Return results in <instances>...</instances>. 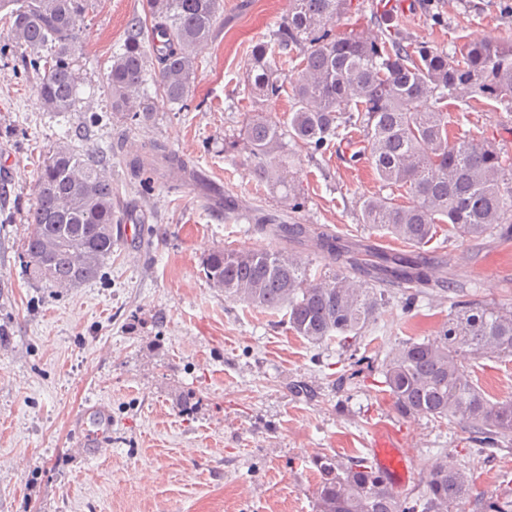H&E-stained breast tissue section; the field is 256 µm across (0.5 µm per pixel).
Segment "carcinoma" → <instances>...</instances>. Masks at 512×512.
<instances>
[{
  "label": "carcinoma",
  "instance_id": "carcinoma-1",
  "mask_svg": "<svg viewBox=\"0 0 512 512\" xmlns=\"http://www.w3.org/2000/svg\"><path fill=\"white\" fill-rule=\"evenodd\" d=\"M288 15L257 43L247 76L255 114L242 140H224V152L247 153L258 182L288 202L305 205L295 183L288 145L312 155L331 143L366 146L350 160H367L382 187L405 192L362 199L359 223L410 245L390 253L321 226L267 224L280 250L217 248L203 262L206 279L224 295L274 313L287 311L289 329L312 344H346L391 308L403 289L401 310L429 289L448 296L453 313L436 335L406 341L382 362L384 386L403 417L456 419L483 448L512 444V397L495 402L474 383L482 361L512 358V303L480 304L455 298L459 285L443 274L426 246L439 225L457 237H512V156L485 136L448 131L447 101L512 103V41L489 38L451 50L416 42L397 28L375 37L350 25L340 29L351 0H289ZM87 0H0L10 10L7 40L39 79L48 112H70L81 80L74 40ZM146 22L134 16L112 54L105 91L112 116L140 124L155 112L148 84L190 109V86L201 47L214 34L223 0H146ZM291 91L288 117L264 113V102ZM129 168L143 183L172 174L194 176L188 162L155 144ZM37 201L25 240L31 277L74 288L100 275L117 241L112 179L102 163L61 141L49 151L36 182ZM306 246L324 255L326 271L313 276L287 251ZM314 512H448L469 502L472 512H512V499L473 495V474L448 461L432 466L420 495L397 494L365 457L318 456Z\"/></svg>",
  "mask_w": 512,
  "mask_h": 512
}]
</instances>
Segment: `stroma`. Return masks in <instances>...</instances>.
<instances>
[{"instance_id":"35a3bbf8","label":"stroma","mask_w":512,"mask_h":512,"mask_svg":"<svg viewBox=\"0 0 512 512\" xmlns=\"http://www.w3.org/2000/svg\"><path fill=\"white\" fill-rule=\"evenodd\" d=\"M145 0H89L77 42L83 80L72 112L44 111L34 71L0 21V512H313L316 456H370L382 433L406 448L422 492L427 463L465 465L475 488L512 496V447L487 453L458 423L400 416L382 385L387 351L436 334L444 300L393 309L346 351L294 335L283 313L226 297L203 272L215 248L275 247L256 225L209 204L192 185L140 186L127 158L163 143L220 185L240 210L265 209L291 224L369 236L362 197L379 193L370 164L349 150L297 148L305 206L290 212L260 186L243 153L224 151L252 110L244 79L251 49L288 12V0H224V23L199 54L185 112L155 94L151 121L113 119L104 89L112 53ZM392 24L446 49L512 39V0H397ZM448 125L488 137L512 154V105L473 109L452 100ZM70 138L102 158L112 201L134 238L120 237L101 278L49 288L26 271L24 241L37 174ZM448 276L477 303H512V240L432 244ZM490 400L512 397V358L477 367ZM104 409L111 450H87L83 419Z\"/></svg>"}]
</instances>
